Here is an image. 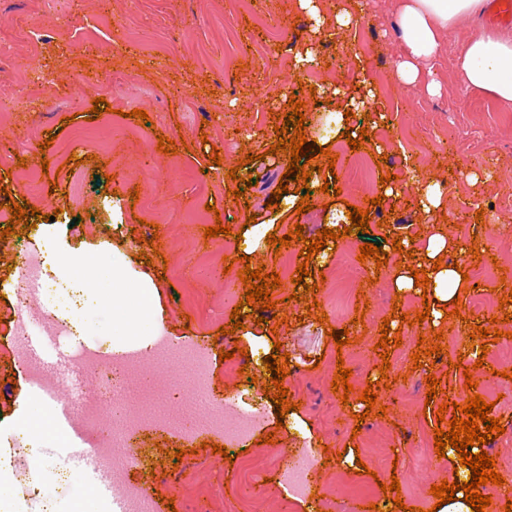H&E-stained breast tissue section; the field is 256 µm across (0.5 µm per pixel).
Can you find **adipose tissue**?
<instances>
[{
    "mask_svg": "<svg viewBox=\"0 0 512 512\" xmlns=\"http://www.w3.org/2000/svg\"><path fill=\"white\" fill-rule=\"evenodd\" d=\"M489 10L488 0H398L395 17L396 34L402 52L395 63L394 76L405 86L424 84L429 96L439 95L441 86L432 79V64L437 57L443 36L465 18L477 19ZM461 85L502 103H512V35L479 27L455 59ZM447 190L444 185L427 183L419 189V208L423 213L429 235L424 247L405 242V249L414 256L408 268L395 272L392 286L395 292H415L412 269L426 267L428 261L447 256L450 267L431 273L427 298L431 306L433 327H441L443 306L464 294L466 283L454 267L465 255L460 239L438 221Z\"/></svg>",
    "mask_w": 512,
    "mask_h": 512,
    "instance_id": "obj_1",
    "label": "adipose tissue"
}]
</instances>
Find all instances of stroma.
<instances>
[{
	"instance_id": "35a3bbf8",
	"label": "stroma",
	"mask_w": 512,
	"mask_h": 512,
	"mask_svg": "<svg viewBox=\"0 0 512 512\" xmlns=\"http://www.w3.org/2000/svg\"><path fill=\"white\" fill-rule=\"evenodd\" d=\"M326 12L358 11L357 23L336 28L331 35L312 36L296 0H0V185L13 202L29 201L43 214L33 229L0 241V483L8 502L0 512H101L111 495L74 479L59 483L57 472L67 465L60 451L68 435L22 375L15 350L22 340L38 345L47 360L69 356L80 346L115 351L133 336L126 321L138 316L142 333L166 336L179 348L206 347L210 355L208 394L213 402L241 400L265 404L266 419L256 438L274 433L268 445L275 464L265 475L266 512H341L349 483L374 487V501L383 491L376 482L398 479L406 506L430 512L436 499L432 486L453 478V457L438 456L434 447L436 412L445 400L464 403L480 394L492 403V417L501 418L505 432L485 446L496 470L512 481V322L501 324L496 344L490 345L482 368L474 370L476 389L465 386L462 370L448 366L470 345L472 327L485 326L488 303L503 290L502 272H512V105L466 91L454 70L460 46L473 26L460 21L446 35L433 63V76L442 87L438 97L423 87H404L393 76L401 45L393 29L394 0H323ZM313 42L321 64L296 71L293 51ZM373 90L375 105L384 112L383 125L366 124L362 115L353 124L368 127L360 151L337 139L333 112L343 101H312V91L329 83ZM306 92H297V85ZM304 101L312 121L308 138L332 140L333 152L351 155L339 168L341 199L330 202L321 187L329 170L313 174L309 212L296 215L267 208L266 203L288 164L284 155H269L275 117L283 113L291 93ZM111 105L100 119L90 120L95 98ZM147 119L132 117L133 109ZM184 139L178 154L157 149L158 136ZM51 147H44V140ZM222 162H211L213 153ZM256 160L242 166L245 154ZM387 155L376 165L375 158ZM80 165L70 167L69 156ZM251 178L248 205L236 203L237 184L231 167ZM396 174L403 191L371 205L379 193L381 171ZM419 171L422 179L446 184V216L452 234L476 240L486 248L470 271L475 290L464 295L462 319L449 322L445 353L431 372L415 369L411 356L420 334L429 326L403 327L402 345L390 354L391 388L378 379L381 362L374 346L379 327L391 309L406 313L421 308L420 298L406 295L395 304L392 278L398 262L359 263L360 245L383 246L384 236L422 232L415 204L418 194L406 175ZM57 174V187L48 177ZM479 175L477 184L469 176ZM216 212H208V205ZM370 211L368 232L338 239L336 250L323 255L326 277L315 291L327 324L305 314L303 303L292 299L294 285L282 277L272 291L277 314H289L288 326L247 321L235 334L220 335L232 312L226 289L244 295L232 237H205L206 227L245 223L255 213L256 234L286 235L294 224L304 238L319 229L349 226L348 205ZM483 221H476V210ZM158 233L160 253L154 258L161 274L148 310L135 295V273L144 272L138 254L139 236ZM51 248L65 275L83 272L95 289L99 304L67 310L62 301L39 291L34 304L44 310L70 312L86 328L84 337L46 340L37 317L21 310L12 290L18 274L21 245ZM362 266L367 283L353 279ZM348 281L352 305L365 306L363 325L336 309V289ZM129 290L127 303H111L113 289ZM348 329L350 342L336 347L326 327ZM290 354L291 373L284 380L289 401L299 411L277 420L274 403L266 402L263 385L270 379L263 360L275 343ZM248 349L236 356L248 365L246 374L232 373L218 357L220 350ZM353 371L348 402L333 394L337 363ZM448 377L449 394L427 400V374ZM373 388L385 417L356 423L366 405L360 395ZM219 438L204 428L188 434L146 424L126 435L115 456L135 454L134 485L174 499V508L157 504L156 512H225L224 470L229 463L212 453ZM308 450L314 461L311 495L289 496L278 482L279 470L290 456ZM184 451L179 466L166 461V452ZM360 456L368 467L357 474L336 463L338 452ZM26 453L40 473L41 493L31 495L12 473L11 460Z\"/></svg>"
}]
</instances>
